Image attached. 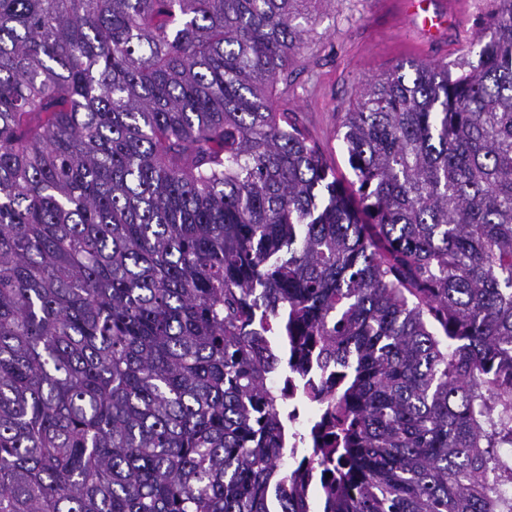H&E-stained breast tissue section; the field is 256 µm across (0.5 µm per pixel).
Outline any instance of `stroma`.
<instances>
[{"instance_id":"obj_1","label":"stroma","mask_w":512,"mask_h":512,"mask_svg":"<svg viewBox=\"0 0 512 512\" xmlns=\"http://www.w3.org/2000/svg\"><path fill=\"white\" fill-rule=\"evenodd\" d=\"M492 0H429L444 18L428 36L406 0H319L287 81L273 91L317 141L338 176L352 179L336 130L364 83L406 61L454 63L481 33Z\"/></svg>"}]
</instances>
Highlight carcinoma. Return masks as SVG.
<instances>
[{
  "instance_id": "carcinoma-1",
  "label": "carcinoma",
  "mask_w": 512,
  "mask_h": 512,
  "mask_svg": "<svg viewBox=\"0 0 512 512\" xmlns=\"http://www.w3.org/2000/svg\"><path fill=\"white\" fill-rule=\"evenodd\" d=\"M314 0H0V512H512V0L455 70L272 101ZM289 379L290 388L288 389L287 380ZM307 378H299L288 374H271L268 379L270 389L284 393V406L286 411V424L288 427V457L292 459L291 467L295 466L302 458L299 448L298 436L305 428L310 426L316 419L317 408L310 405L304 397ZM291 430V433H290ZM301 457V458H300Z\"/></svg>"
}]
</instances>
